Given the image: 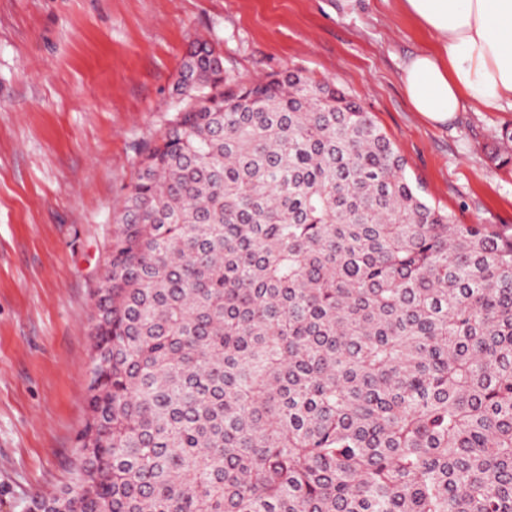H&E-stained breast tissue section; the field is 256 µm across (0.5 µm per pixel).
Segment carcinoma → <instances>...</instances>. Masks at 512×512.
<instances>
[{"label":"carcinoma","mask_w":512,"mask_h":512,"mask_svg":"<svg viewBox=\"0 0 512 512\" xmlns=\"http://www.w3.org/2000/svg\"><path fill=\"white\" fill-rule=\"evenodd\" d=\"M148 149L96 294L85 482L41 512H512V234L460 224L299 71Z\"/></svg>","instance_id":"carcinoma-1"}]
</instances>
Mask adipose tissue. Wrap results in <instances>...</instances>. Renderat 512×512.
<instances>
[{
    "mask_svg": "<svg viewBox=\"0 0 512 512\" xmlns=\"http://www.w3.org/2000/svg\"><path fill=\"white\" fill-rule=\"evenodd\" d=\"M433 39L403 64L414 111L448 121L465 106H512V0H402Z\"/></svg>",
    "mask_w": 512,
    "mask_h": 512,
    "instance_id": "obj_1",
    "label": "adipose tissue"
}]
</instances>
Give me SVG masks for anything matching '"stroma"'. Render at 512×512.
<instances>
[{
	"label": "stroma",
	"instance_id": "stroma-1",
	"mask_svg": "<svg viewBox=\"0 0 512 512\" xmlns=\"http://www.w3.org/2000/svg\"><path fill=\"white\" fill-rule=\"evenodd\" d=\"M343 88L461 224L512 226V109L413 111L400 68L431 44L399 0H0V512L72 484L93 295L142 154L181 106L184 57Z\"/></svg>",
	"mask_w": 512,
	"mask_h": 512
}]
</instances>
